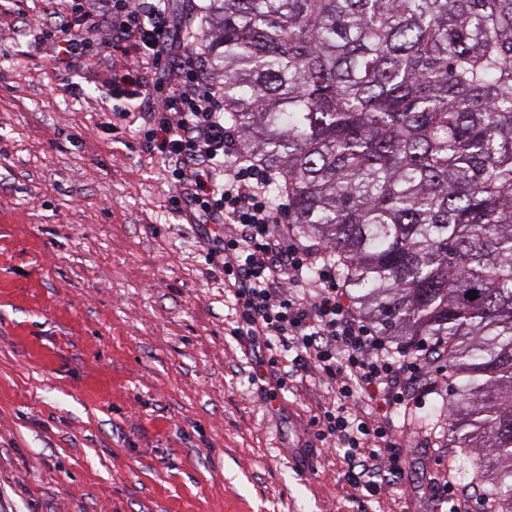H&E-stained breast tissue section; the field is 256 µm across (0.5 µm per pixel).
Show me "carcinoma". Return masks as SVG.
<instances>
[{
    "label": "carcinoma",
    "mask_w": 512,
    "mask_h": 512,
    "mask_svg": "<svg viewBox=\"0 0 512 512\" xmlns=\"http://www.w3.org/2000/svg\"><path fill=\"white\" fill-rule=\"evenodd\" d=\"M202 9L242 147L379 334L444 352L449 429L512 512V0Z\"/></svg>",
    "instance_id": "cac0c4a2"
}]
</instances>
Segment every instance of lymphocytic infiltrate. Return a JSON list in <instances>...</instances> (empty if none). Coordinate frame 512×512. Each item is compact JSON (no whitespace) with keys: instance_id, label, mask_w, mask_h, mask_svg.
Segmentation results:
<instances>
[{"instance_id":"f902f5d3","label":"lymphocytic infiltrate","mask_w":512,"mask_h":512,"mask_svg":"<svg viewBox=\"0 0 512 512\" xmlns=\"http://www.w3.org/2000/svg\"><path fill=\"white\" fill-rule=\"evenodd\" d=\"M70 2L78 23L51 34L41 19L26 23L63 55L100 27L84 0ZM103 11L112 19L105 44L124 57L111 80L127 100L146 97L145 70L174 65L175 77L141 134L169 168L178 190L174 209L224 227V277L239 315L234 335L272 338L266 366L278 387L308 374L335 385L337 403L324 409L316 435L342 445L352 485L402 486L409 442L375 424L369 411L404 407L415 392L434 388L447 371L444 357L423 343L388 345L352 309L335 264L293 235L285 207L268 201L273 175L244 153L224 121L218 87L197 58L183 55L184 31L170 21L169 0H105Z\"/></svg>"}]
</instances>
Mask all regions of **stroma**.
I'll use <instances>...</instances> for the list:
<instances>
[{"mask_svg": "<svg viewBox=\"0 0 512 512\" xmlns=\"http://www.w3.org/2000/svg\"><path fill=\"white\" fill-rule=\"evenodd\" d=\"M66 0H0V512H440L448 379L389 412L402 490L366 492L311 422L335 385L265 379L235 336L223 227L174 212L162 159L112 114L121 54L61 64L26 31Z\"/></svg>", "mask_w": 512, "mask_h": 512, "instance_id": "35a3bbf8", "label": "stroma"}]
</instances>
